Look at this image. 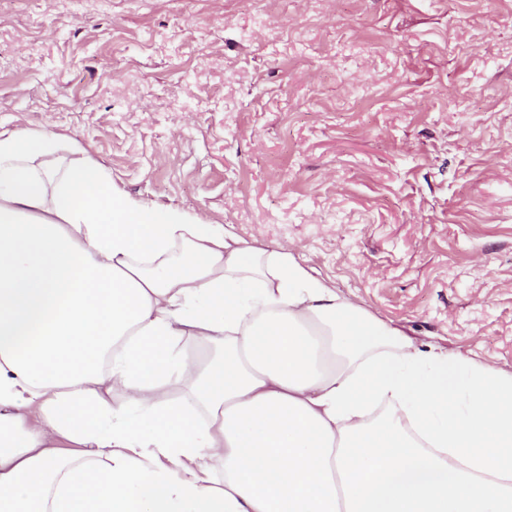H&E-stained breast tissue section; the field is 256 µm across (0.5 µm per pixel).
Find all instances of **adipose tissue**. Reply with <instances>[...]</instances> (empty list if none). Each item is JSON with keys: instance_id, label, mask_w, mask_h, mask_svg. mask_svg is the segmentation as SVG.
Masks as SVG:
<instances>
[{"instance_id": "adipose-tissue-1", "label": "adipose tissue", "mask_w": 512, "mask_h": 512, "mask_svg": "<svg viewBox=\"0 0 512 512\" xmlns=\"http://www.w3.org/2000/svg\"><path fill=\"white\" fill-rule=\"evenodd\" d=\"M0 512H512V372L0 128Z\"/></svg>"}]
</instances>
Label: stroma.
I'll return each mask as SVG.
<instances>
[{
	"instance_id": "35a3bbf8",
	"label": "stroma",
	"mask_w": 512,
	"mask_h": 512,
	"mask_svg": "<svg viewBox=\"0 0 512 512\" xmlns=\"http://www.w3.org/2000/svg\"><path fill=\"white\" fill-rule=\"evenodd\" d=\"M512 372V0H0V126Z\"/></svg>"
}]
</instances>
